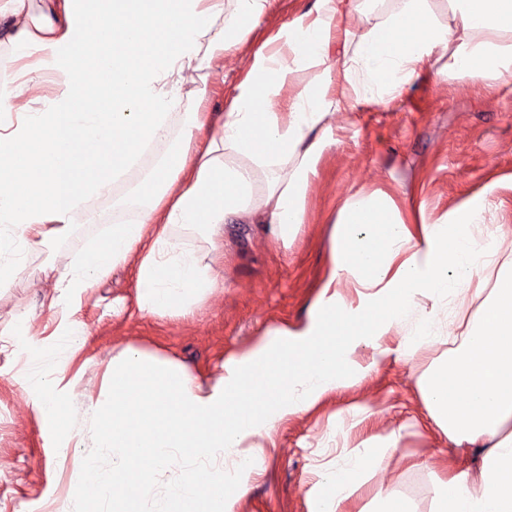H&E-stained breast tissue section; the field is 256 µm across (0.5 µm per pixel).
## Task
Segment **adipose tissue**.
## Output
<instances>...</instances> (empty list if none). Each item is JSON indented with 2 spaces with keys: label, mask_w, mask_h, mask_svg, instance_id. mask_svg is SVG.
I'll return each instance as SVG.
<instances>
[{
  "label": "adipose tissue",
  "mask_w": 512,
  "mask_h": 512,
  "mask_svg": "<svg viewBox=\"0 0 512 512\" xmlns=\"http://www.w3.org/2000/svg\"><path fill=\"white\" fill-rule=\"evenodd\" d=\"M0 0L10 59L27 76L45 69L61 79L41 111L21 101L30 84L0 81V112L20 113L0 133V157L10 162L0 177V226L26 248L66 233L85 196L105 195L142 148L166 139L163 81L175 66L223 57L245 44L271 0ZM453 22L437 21L429 0H401L384 22L372 25L360 5L320 0L314 17L298 21L286 49L262 45L230 109L217 123L191 117L179 151L157 176L138 217L116 224L83 263L60 272L62 295L77 296L115 268L135 269L137 306L174 318L193 307L218 282L213 254L227 220L266 225L278 243L291 244L304 222V200L327 142L324 125L343 89L323 82L292 95L287 113L266 108L284 82L283 51L296 60L324 62L336 49L344 79L359 99L394 100L425 61L446 58L447 72L475 80L512 73V0H453ZM223 27H216V17ZM291 172L266 177L281 158ZM483 205L469 203L443 224L423 225L413 238L398 222L382 191L359 193L339 211L332 267L312 321L301 331L280 328L246 353L226 358L213 383H203L177 362L126 349L105 372L106 391L93 405L108 416L94 445L112 451L111 472H89L77 494L102 500L118 493L146 498L157 469L173 454L238 451L250 468L262 452L270 421L303 410L351 380V336L385 335L417 296H454L449 267H474L471 227L485 220ZM366 224L361 238L356 226ZM194 243H187V236ZM375 289L372 315L336 309L330 288L342 273ZM432 417L456 446H482L479 470L449 471L436 512H512V278L499 280L468 321L463 346L426 381ZM364 462L321 484L319 512H342ZM241 484L189 473L181 493L162 512H230L229 493Z\"/></svg>",
  "instance_id": "ef3b65f1"
}]
</instances>
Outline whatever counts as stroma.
<instances>
[{"instance_id": "35a3bbf8", "label": "stroma", "mask_w": 512, "mask_h": 512, "mask_svg": "<svg viewBox=\"0 0 512 512\" xmlns=\"http://www.w3.org/2000/svg\"><path fill=\"white\" fill-rule=\"evenodd\" d=\"M317 6V0H275L248 49L225 52L218 62H193L192 80L171 85L179 103L168 119V140L150 145L111 195L88 199L66 235L28 252L26 275L0 285V468L6 471L0 512H85L87 504L76 494L84 481L80 460L91 458L102 472L112 468L111 450L92 445L95 418L84 422L81 438L61 448L63 434L48 430L35 408L46 392H58L69 408L96 404L106 363L128 347L205 379L225 357L245 351L269 330L306 325L332 263L334 223L351 195L386 192L415 235L422 223L442 221L477 197L487 221L512 227V77L445 79L438 75L441 62L433 59L390 103L364 104L351 94L329 115L328 145L305 197L306 222L289 247L273 241L262 225H225L222 284L186 321L137 311L135 274L117 269L92 284L76 308L86 343L74 353L64 348L55 334L61 319L53 304L55 268L73 264L89 244L103 240L116 213L140 209L139 185L177 152L190 112H227L255 49L286 36L300 15ZM284 68V84L271 98L274 112L287 111L293 89L321 77L343 79L332 58L317 65L289 55ZM453 316L446 300L423 298L386 335L354 336L357 376L311 407L273 421L255 471H237L231 448L219 464L210 457H176L160 468L153 495L134 503L131 512H156L160 500L182 488L190 469L246 484L232 512H315L319 484L394 431L400 434L397 450L366 468L343 512H369L382 489L411 512H434L438 483L449 469L480 465L478 456L460 455L436 426L423 393L426 378L462 344L463 328L452 325ZM381 348L392 354L378 364Z\"/></svg>"}]
</instances>
